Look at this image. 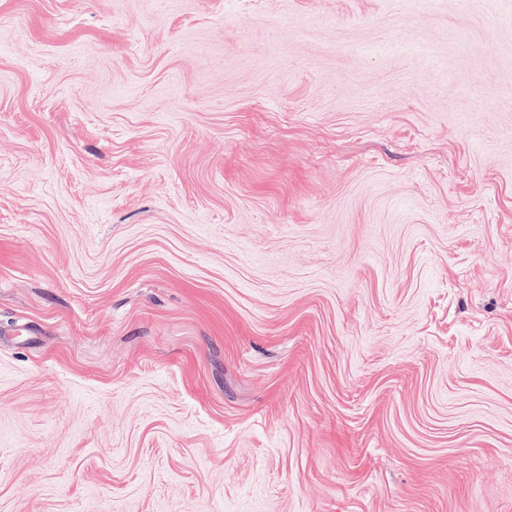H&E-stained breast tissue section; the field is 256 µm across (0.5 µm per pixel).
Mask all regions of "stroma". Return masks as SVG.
<instances>
[{
  "instance_id": "stroma-1",
  "label": "stroma",
  "mask_w": 512,
  "mask_h": 512,
  "mask_svg": "<svg viewBox=\"0 0 512 512\" xmlns=\"http://www.w3.org/2000/svg\"><path fill=\"white\" fill-rule=\"evenodd\" d=\"M499 0H0V512H512Z\"/></svg>"
}]
</instances>
